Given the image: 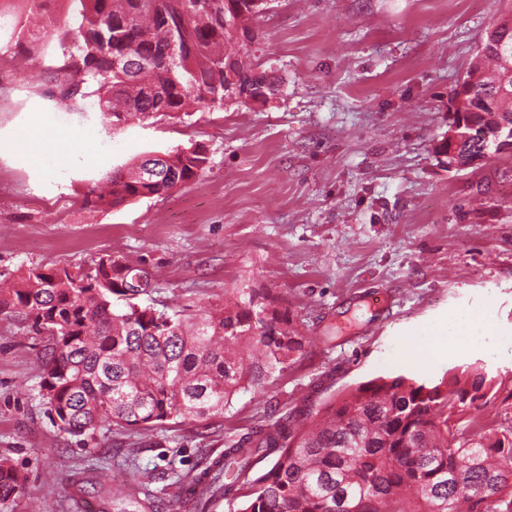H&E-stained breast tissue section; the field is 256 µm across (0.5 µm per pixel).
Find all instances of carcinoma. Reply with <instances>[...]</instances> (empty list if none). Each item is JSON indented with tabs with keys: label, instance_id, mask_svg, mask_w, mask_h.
<instances>
[{
	"label": "carcinoma",
	"instance_id": "cac0c4a2",
	"mask_svg": "<svg viewBox=\"0 0 512 512\" xmlns=\"http://www.w3.org/2000/svg\"><path fill=\"white\" fill-rule=\"evenodd\" d=\"M77 28H53L59 62L50 82L64 100L96 98L104 119L178 118L193 105L224 102V69L236 77L238 100L263 102L273 82L245 65L240 39L264 0H79ZM485 76L470 84V105L495 102L512 124V78L499 45L480 48ZM153 59L148 69L116 64ZM465 160L502 152L494 131L468 132ZM200 146L166 154L163 176L145 182L139 165L112 175L105 196L90 188V206H117L160 196L196 180L208 167ZM75 276L36 267L21 283L0 288V315L20 314L49 337L40 397L63 433L92 439L112 429L138 433L185 420L207 423L241 391H259L305 352L290 312L256 288H241L219 309L182 310L136 302L151 274L115 259ZM498 377L485 367L448 370L444 387L404 375L381 377L313 408L225 440L224 454L193 479V512L215 498L233 512H512V421L479 419L496 399ZM277 452L272 467L248 482L254 457ZM23 488V476L0 458V504Z\"/></svg>",
	"mask_w": 512,
	"mask_h": 512
}]
</instances>
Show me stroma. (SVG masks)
I'll return each instance as SVG.
<instances>
[{
	"label": "stroma",
	"instance_id": "1",
	"mask_svg": "<svg viewBox=\"0 0 512 512\" xmlns=\"http://www.w3.org/2000/svg\"><path fill=\"white\" fill-rule=\"evenodd\" d=\"M510 17L512 0H271L251 47L276 84L266 102L108 126L89 101L53 93L55 46L26 66L18 46L0 50V283L109 255L152 273L141 303L196 314L261 288L307 338L261 396L239 393L208 425L115 430L83 444L41 403L44 337L0 316V457L26 477L0 512H187L192 477L225 439L274 422L276 410L378 377L435 385L475 362L512 372V157L457 172L434 151L451 90L489 28ZM45 117L84 135L67 168L16 150ZM195 144L210 157L202 177L86 205L113 171ZM486 306L487 350L436 345L449 315ZM413 340L425 342L428 365H417ZM103 473L105 490L91 492Z\"/></svg>",
	"mask_w": 512,
	"mask_h": 512
}]
</instances>
